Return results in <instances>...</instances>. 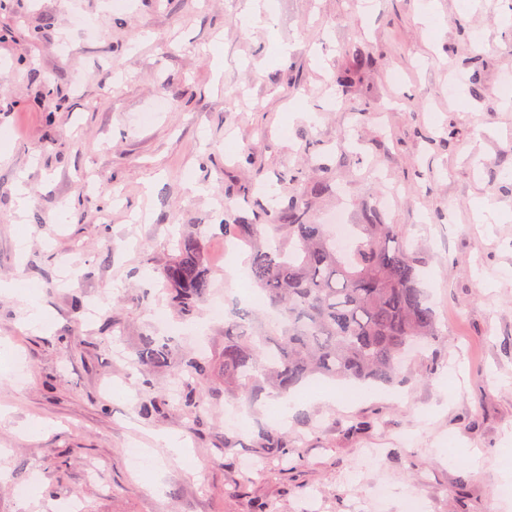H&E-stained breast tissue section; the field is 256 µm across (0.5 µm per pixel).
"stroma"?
Segmentation results:
<instances>
[{"mask_svg": "<svg viewBox=\"0 0 512 512\" xmlns=\"http://www.w3.org/2000/svg\"><path fill=\"white\" fill-rule=\"evenodd\" d=\"M247 6L0 0V279L52 322L29 329L0 295V512H512L498 466L512 446V95L498 91L512 0H269L271 30L242 29ZM366 54L375 68L338 89ZM321 179L310 222L375 213L411 243L439 342L354 399L301 387L284 421L271 396L219 384L189 414L172 372L136 366L138 340L212 357L224 322L204 307L184 323L159 269L201 230L212 301L267 318L248 249L222 227L254 222L259 186L285 197ZM152 397L164 405L147 419ZM261 426L302 436L301 456L251 447ZM163 431L189 460L167 458ZM132 445L155 451L147 478ZM26 485L39 495L17 497Z\"/></svg>", "mask_w": 512, "mask_h": 512, "instance_id": "35a3bbf8", "label": "stroma"}]
</instances>
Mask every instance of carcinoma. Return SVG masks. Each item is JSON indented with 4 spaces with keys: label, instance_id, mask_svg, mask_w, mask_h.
I'll list each match as a JSON object with an SVG mask.
<instances>
[{
    "label": "carcinoma",
    "instance_id": "obj_1",
    "mask_svg": "<svg viewBox=\"0 0 512 512\" xmlns=\"http://www.w3.org/2000/svg\"><path fill=\"white\" fill-rule=\"evenodd\" d=\"M370 64L358 59L336 73V85L355 82ZM307 208L304 196L281 206L271 195L266 211L275 223L224 225V235L250 243L249 274L272 317L259 324L243 312L224 323L220 367L204 354L178 352L171 339L140 337L135 363L187 376L181 401L190 412L221 381L224 395L247 390L253 397L285 394L319 378L394 384L403 380L412 347L440 336L413 252L396 225L355 224L340 248L329 225L304 223ZM160 274L181 318L192 321L210 287L204 237L181 238ZM253 441L257 448L299 453L296 441L269 428L257 430Z\"/></svg>",
    "mask_w": 512,
    "mask_h": 512
}]
</instances>
